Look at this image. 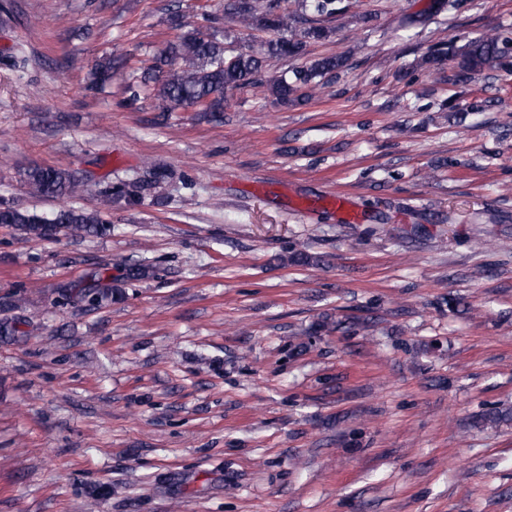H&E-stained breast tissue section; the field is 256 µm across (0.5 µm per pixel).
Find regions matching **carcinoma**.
I'll list each match as a JSON object with an SVG mask.
<instances>
[{
  "instance_id": "cac0c4a2",
  "label": "carcinoma",
  "mask_w": 512,
  "mask_h": 512,
  "mask_svg": "<svg viewBox=\"0 0 512 512\" xmlns=\"http://www.w3.org/2000/svg\"><path fill=\"white\" fill-rule=\"evenodd\" d=\"M283 0H228L226 12L245 28L271 32H288L278 37L257 42L247 50L233 56L225 55L224 39L215 33L204 34L182 14L170 17V24L182 30L179 39L168 45L165 54L154 69L143 76L142 84L154 96L175 105H191L200 112H208L221 120L224 112V92L229 89L263 84V71L270 59L297 57L303 54L307 43L321 42L333 34L327 21L344 14L356 6L357 0H310L301 3V9L290 10L282 6ZM512 38L498 32L484 34L462 46L454 41L440 43L429 50L428 60L446 58L454 62L447 79L452 84H464L487 65L496 62L504 70L512 71L509 52ZM347 67V58L329 55L309 61L304 67L282 75L269 83V90L277 99L288 103H301L305 95L299 89L314 90L325 85L324 79H333ZM173 173L155 168L146 183L117 186L109 193L125 196L135 203L145 187L156 188L168 182ZM23 179L30 193L53 199L80 194L89 179L69 169L35 165L26 169ZM0 224H7L27 235L49 239L63 233L71 237L103 234L108 221L101 212L71 206H62L45 217L16 205L0 203ZM103 278L94 279L71 292L91 306L121 297L117 289L102 287Z\"/></svg>"
}]
</instances>
